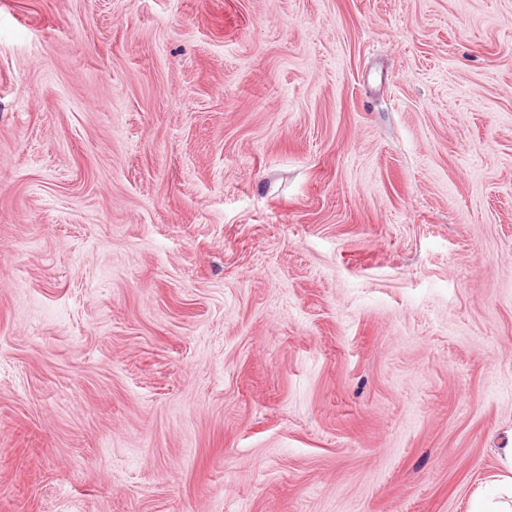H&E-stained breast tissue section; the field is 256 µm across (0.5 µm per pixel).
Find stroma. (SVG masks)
<instances>
[{
	"mask_svg": "<svg viewBox=\"0 0 512 512\" xmlns=\"http://www.w3.org/2000/svg\"><path fill=\"white\" fill-rule=\"evenodd\" d=\"M512 446V0H0V512H470Z\"/></svg>",
	"mask_w": 512,
	"mask_h": 512,
	"instance_id": "1",
	"label": "stroma"
}]
</instances>
